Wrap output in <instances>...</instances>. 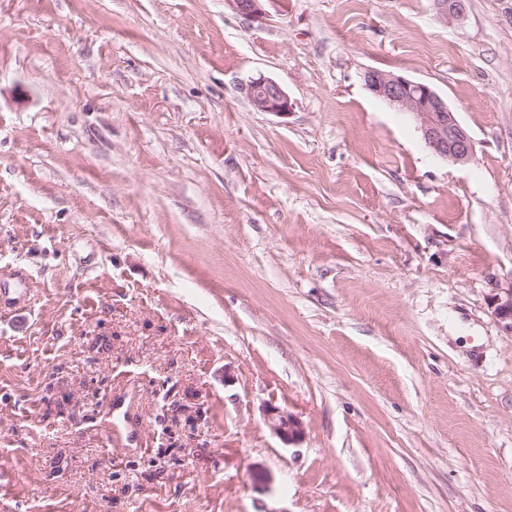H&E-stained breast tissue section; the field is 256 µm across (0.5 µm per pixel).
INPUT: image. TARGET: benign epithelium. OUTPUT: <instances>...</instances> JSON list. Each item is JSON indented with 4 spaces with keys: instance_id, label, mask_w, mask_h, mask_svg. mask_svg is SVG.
I'll use <instances>...</instances> for the list:
<instances>
[{
    "instance_id": "7a95c632",
    "label": "benign epithelium",
    "mask_w": 512,
    "mask_h": 512,
    "mask_svg": "<svg viewBox=\"0 0 512 512\" xmlns=\"http://www.w3.org/2000/svg\"><path fill=\"white\" fill-rule=\"evenodd\" d=\"M234 9L251 18L262 17L263 0H229ZM439 8L447 23L460 20L466 10V0H440ZM364 85L376 98L400 112L412 116L426 146L437 156L453 164L473 161L475 148L471 137L460 124L455 112L430 86L390 71L371 68L363 74ZM252 104L262 112L286 114L293 109L288 93L275 80L259 76L246 85ZM493 315L502 328L512 335V287L494 296ZM267 420L278 437L286 444L304 434L302 422L276 407L267 410Z\"/></svg>"
}]
</instances>
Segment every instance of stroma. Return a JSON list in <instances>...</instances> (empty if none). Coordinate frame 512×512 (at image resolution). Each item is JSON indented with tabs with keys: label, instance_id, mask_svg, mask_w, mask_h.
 I'll return each instance as SVG.
<instances>
[{
	"label": "stroma",
	"instance_id": "35a3bbf8",
	"mask_svg": "<svg viewBox=\"0 0 512 512\" xmlns=\"http://www.w3.org/2000/svg\"><path fill=\"white\" fill-rule=\"evenodd\" d=\"M263 10L0 0V512H512V0ZM363 80L373 96L412 116L426 146L435 155L459 165L473 161L471 137L447 101L430 86L375 68L366 70ZM245 90L252 104L262 112L286 114L293 109L288 93L271 78L262 75L253 78ZM493 315L502 328L512 335V287L497 293L492 301ZM267 420L284 443L298 441L304 434L302 422L296 416L281 412L276 407H270L267 410Z\"/></svg>",
	"mask_w": 512,
	"mask_h": 512
}]
</instances>
